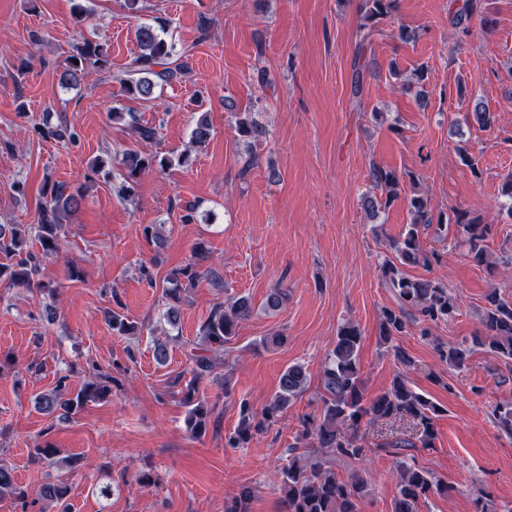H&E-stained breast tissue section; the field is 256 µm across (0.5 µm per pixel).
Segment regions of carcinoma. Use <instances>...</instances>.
Wrapping results in <instances>:
<instances>
[{"instance_id":"carcinoma-1","label":"carcinoma","mask_w":512,"mask_h":512,"mask_svg":"<svg viewBox=\"0 0 512 512\" xmlns=\"http://www.w3.org/2000/svg\"><path fill=\"white\" fill-rule=\"evenodd\" d=\"M396 0H364V22L366 30L362 40L372 35L374 24L387 16L395 7ZM480 0H463L451 17V25L461 32L469 33L474 14L480 12ZM166 22L160 18L155 24H143L137 28L135 39L138 55L129 69L113 75L125 94L131 98L148 102L154 99L155 90L165 85L182 81L187 74V64L181 61L175 46L164 38ZM112 64L106 45L95 40H84L75 47L70 59L60 74V84L64 89H73L89 79L111 71ZM227 110L234 113L237 134L257 143L266 139L268 131L261 124L235 111L233 103H226ZM112 119L127 121L132 137L138 143H150L157 137V128L143 124L132 112L125 113L116 108ZM475 122L482 128H489L495 116L484 101L476 98L464 116V122ZM34 131L43 138L57 141L72 138L66 124L51 122V112L43 113L41 123ZM211 135L207 114L197 117L192 130V140L202 144ZM191 162L188 152L180 154L151 152L128 149L122 160L123 169L119 177L123 179L122 192L128 193L133 183L143 173L150 170H170L183 167ZM376 186L386 192V201L376 196L363 198V206L372 216H377L387 201L397 196L400 178L394 171L377 168L373 171ZM86 189L71 187L65 183H54L44 193L40 208L39 223L27 228L40 244L39 251L27 247L25 235L17 224H0V286L25 288L36 291L40 296L46 318L54 316L57 289L50 281L42 279L44 262L59 250L60 238L65 234L62 216L79 210L84 203ZM411 223L401 237L389 243L391 258L381 265V274L396 301V307H385L381 312L379 335L383 342L393 344L394 357L403 366L409 367L412 360L395 341L406 335L411 322L437 323L449 321L459 311V304L448 293V285L440 279L412 278L406 272L408 266L430 268L442 263V255L426 251L419 241L422 228L437 224V234L442 236L454 229L460 235V243L467 246V255L486 269L495 272V263L489 260L485 241L489 235V225L480 217H471L464 212L454 213L448 219H434L428 195H415L410 199ZM144 237L157 250L164 249L166 238L162 226L151 224L143 228ZM205 244L197 243L194 248L195 260L172 269L165 278L164 295L168 307L165 319L175 328L180 320L182 293L195 284L202 276L210 277L212 287L224 290V280L213 271L201 272L200 261L206 258ZM485 306L479 312L481 334L448 349L439 350L440 357L454 370L468 365L477 349H482L504 363L512 375V293L508 294L496 287L490 288L484 296ZM116 309L109 313L112 332L118 336L133 334L137 326L130 322L119 309L120 300H115ZM253 312L249 297L232 296L222 303L215 304L208 317L199 327L202 352L190 349L188 359L192 363V377L182 391V402L187 408L186 431L199 437L206 429L208 402L199 397V383L208 377L217 359L224 356V347L237 337L240 321ZM362 334L353 322L339 327L336 341L327 353L321 372L320 391L317 400L320 411L305 415L300 419L296 444H302L307 451L288 458L279 467L281 489L285 512H360V505L366 496L368 480L360 472L342 478L334 469L335 462L346 461L357 464L367 460L373 449L423 448L432 447L436 436L435 417L438 408L423 394L414 390L403 373L396 374L392 384L382 393L365 399L364 380L360 373V345ZM91 379L83 383L79 390L69 388L68 376L62 375L55 386L37 396L39 409L48 416L67 420L78 413L89 401L104 400L112 395V384L118 380L94 365L89 370ZM308 388V375L304 365L290 364L279 378L278 389L260 410L246 399L238 402L239 422L234 432L225 437L230 448H243L253 434L273 425L288 406ZM492 415L501 432L512 436V400L502 401L493 407ZM383 421L394 424L405 419L412 424V437L385 439L375 445L366 441L360 433L364 420ZM30 457L44 461L56 469V479L40 486L36 499L57 507L58 512H70L68 497L70 487L66 474L71 471L75 457H57L51 445H37L31 449ZM398 493L394 498L392 512H418V505L429 496L445 493L449 487L440 483L427 470L414 462L402 460L397 465ZM28 489L15 479L14 468L0 459V500L11 499L21 506L27 505ZM253 489L245 486L235 496L225 502L224 512H249Z\"/></svg>"}]
</instances>
